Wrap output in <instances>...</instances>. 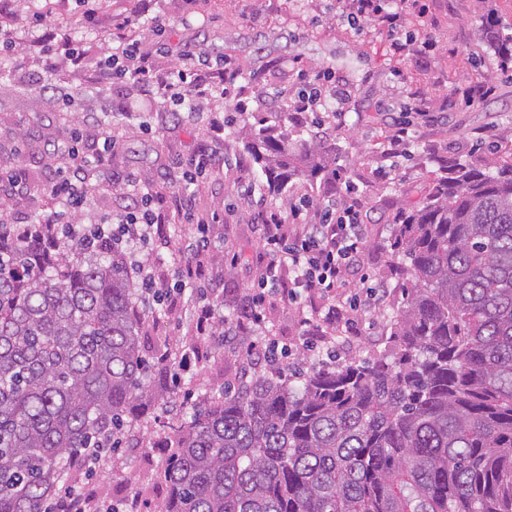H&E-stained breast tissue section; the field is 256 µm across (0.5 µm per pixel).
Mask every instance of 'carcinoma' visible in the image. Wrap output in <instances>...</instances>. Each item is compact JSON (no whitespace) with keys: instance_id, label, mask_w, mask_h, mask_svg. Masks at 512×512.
Returning a JSON list of instances; mask_svg holds the SVG:
<instances>
[{"instance_id":"carcinoma-1","label":"carcinoma","mask_w":512,"mask_h":512,"mask_svg":"<svg viewBox=\"0 0 512 512\" xmlns=\"http://www.w3.org/2000/svg\"><path fill=\"white\" fill-rule=\"evenodd\" d=\"M246 152L272 192L312 148L262 127ZM0 209V512H44L88 448L158 402L166 365L115 254ZM410 260L392 347L254 376L171 426L165 512H512V155L457 166L401 216Z\"/></svg>"}]
</instances>
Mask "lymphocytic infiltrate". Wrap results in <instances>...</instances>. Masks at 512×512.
Wrapping results in <instances>:
<instances>
[{
    "label": "lymphocytic infiltrate",
    "mask_w": 512,
    "mask_h": 512,
    "mask_svg": "<svg viewBox=\"0 0 512 512\" xmlns=\"http://www.w3.org/2000/svg\"><path fill=\"white\" fill-rule=\"evenodd\" d=\"M340 15L351 23H363L384 35L394 55L402 57L409 51L425 55L429 42L411 47L402 39L405 13L403 9H387L385 0H338ZM149 5L120 22L121 36L104 51L99 68V80L104 84L130 83L151 91L160 90L164 99L185 110L199 113L202 106L218 107L229 102L233 112H248L246 100H232L230 88L241 76L235 62L229 58L211 59L188 50L179 51L180 65L168 72L159 71L153 63L151 51L144 48L140 34L145 29H156L158 23L149 16ZM27 27L38 30V45L42 48L46 69L52 70L65 63L81 68L83 57L73 46L69 33L60 32L40 12L25 18ZM313 81L319 89L287 99L289 117L299 126L306 125L309 116L321 112L332 120L342 117L340 105L343 90L336 85L329 72L317 71ZM50 197L62 201L64 208L55 212V224H73L76 214L91 208L94 191L77 171L69 165L56 168L44 184ZM129 203L112 219L90 222L89 230L99 243L118 251L124 259L129 276L135 280L144 307L152 309L158 297L169 291L183 294L186 286L200 285L201 267H187L175 281L157 280L154 264L144 252L150 240L164 224H191L194 232L182 239L185 251L198 253L209 247L208 228L204 220L196 219L186 195L170 198L154 192L145 184L134 181L128 192ZM309 202H292L287 208L263 207L254 214L260 230L261 251L253 270L254 283L244 300L235 304L236 316L224 325V342L247 352L245 368L269 369L279 364V341L264 331L270 290L280 288L281 271H288L293 281L281 288L284 301L296 298L298 291H321L332 301L324 321L335 326L347 310L370 311L379 309L388 296V286L378 281L368 287L365 295L345 303L342 291L349 285L351 269L359 266L362 247L367 239V213H364L351 193L324 203L319 213H311Z\"/></svg>",
    "instance_id": "lymphocytic-infiltrate-1"
}]
</instances>
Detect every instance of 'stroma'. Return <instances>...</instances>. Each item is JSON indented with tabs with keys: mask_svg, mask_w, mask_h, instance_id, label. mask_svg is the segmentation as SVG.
<instances>
[{
	"mask_svg": "<svg viewBox=\"0 0 512 512\" xmlns=\"http://www.w3.org/2000/svg\"><path fill=\"white\" fill-rule=\"evenodd\" d=\"M425 24L407 20L405 28L434 49L427 65L415 56L392 55L385 37L357 34L340 16L336 0H152L151 14L162 18V32L144 31L147 47L157 41L191 46L197 51L232 58L245 78L242 96L271 99L297 88V70L325 69L342 82L347 94L340 123L327 124L320 143L327 147V166L316 178L296 179L290 195L313 201L339 196L353 186L364 212L371 217L368 243L361 256L364 272L385 280L391 293L384 311L355 315L338 322L336 342L310 335L329 305L320 292L300 294L296 301H272L268 335L287 350L283 375L320 367L327 353L337 363L373 357L389 342L393 321L405 303L410 274L391 249L402 212L428 196L434 178L452 175L460 164L485 168L512 151V68L498 69L495 42L488 29L512 35V0H424ZM141 0H97V16L84 22L76 0H14L10 14L0 16V39L13 42L17 64L0 68V170L22 174L23 183L8 204V222L24 229L30 217L50 211L42 192L54 144L65 141L81 111L109 109L107 127H87L78 145L81 156L97 154L104 136L113 147L103 166L86 175L96 188L95 215L111 213L125 202L126 179H148L154 191H180L179 180L190 158L201 149L220 153L222 170L199 178L186 188L198 217L208 220V251L183 252L176 237L150 243L161 279L176 278L192 263L206 274L204 294L218 317L229 314V303L252 286L251 267L260 240L251 212L235 196L239 181L264 183L260 167L243 152L266 107L239 117L223 139L212 132L213 112L176 117L152 92L98 81L96 63L107 44L119 36L118 24L138 10ZM49 13L60 28L72 32L87 65L59 67L47 83L36 79L42 55L33 38L20 27V17L33 10ZM465 80L494 86L493 95L449 106L452 88ZM424 95L423 109L408 114L416 139L406 155L387 158L382 142L388 115L413 95ZM196 298L185 294L159 312L143 311V342L147 359L167 354L174 370L167 378L155 411L125 430L121 445L104 452L93 471L70 474L78 491L95 512H122L126 499L138 495L143 512H164L167 488L164 462L171 431V410L185 396L218 395L241 374L243 355L224 346L220 336H197L191 329Z\"/></svg>",
	"mask_w": 512,
	"mask_h": 512,
	"instance_id": "35a3bbf8",
	"label": "stroma"
}]
</instances>
